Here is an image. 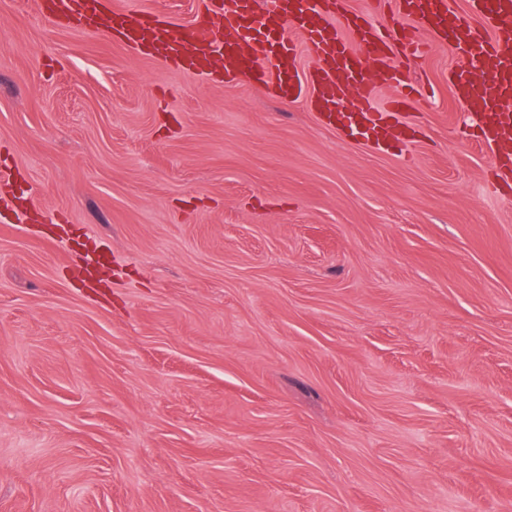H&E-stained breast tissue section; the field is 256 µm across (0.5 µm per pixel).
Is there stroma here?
Instances as JSON below:
<instances>
[{
  "instance_id": "1",
  "label": "stroma",
  "mask_w": 512,
  "mask_h": 512,
  "mask_svg": "<svg viewBox=\"0 0 512 512\" xmlns=\"http://www.w3.org/2000/svg\"><path fill=\"white\" fill-rule=\"evenodd\" d=\"M458 62L385 150L0 0V512H512V176Z\"/></svg>"
}]
</instances>
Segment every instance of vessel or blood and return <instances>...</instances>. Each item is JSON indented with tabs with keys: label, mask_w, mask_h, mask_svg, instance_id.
<instances>
[{
	"label": "vessel or blood",
	"mask_w": 512,
	"mask_h": 512,
	"mask_svg": "<svg viewBox=\"0 0 512 512\" xmlns=\"http://www.w3.org/2000/svg\"><path fill=\"white\" fill-rule=\"evenodd\" d=\"M208 0L203 16L185 27L154 14L106 12L104 0H52L49 18L79 30H103L158 61L225 81L264 86L283 101L309 96L329 127L386 148L398 140L399 113L432 94L413 63L429 52L430 36L454 43L466 59L448 82L473 114L488 146L512 143V0H468L461 18L448 0H402L401 19L375 22L386 0H367L350 13L344 0ZM302 37L316 66L295 71V37ZM406 88L382 108L379 81Z\"/></svg>",
	"instance_id": "b4317fda"
}]
</instances>
